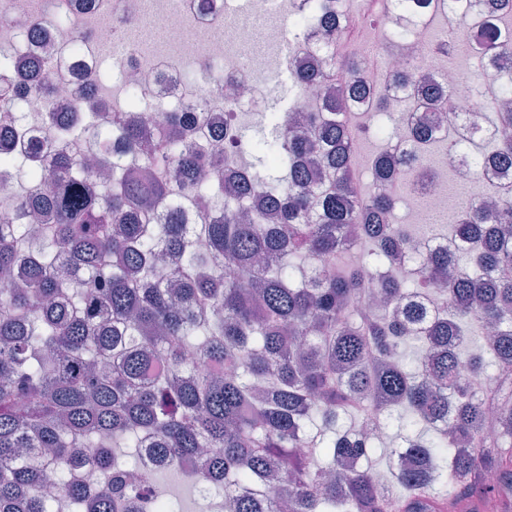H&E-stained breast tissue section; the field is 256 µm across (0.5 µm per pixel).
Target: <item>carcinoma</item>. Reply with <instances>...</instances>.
Instances as JSON below:
<instances>
[{
	"label": "carcinoma",
	"instance_id": "obj_1",
	"mask_svg": "<svg viewBox=\"0 0 512 512\" xmlns=\"http://www.w3.org/2000/svg\"><path fill=\"white\" fill-rule=\"evenodd\" d=\"M481 2L474 47L512 65V0ZM461 34L435 49L454 57ZM323 56L326 81L336 49ZM412 66L389 78L401 111L446 112L451 95L416 87ZM347 71L342 98L273 116L248 151L186 138L179 112L148 125L91 105L47 111L54 139L5 153L34 191L0 221V512H52L48 484L72 512H173L163 474L189 467L222 512H512V185L454 180L450 237L465 246L418 268L405 249L431 225L390 223L396 170L431 178L434 149L512 164V75L482 125L456 113L453 139L410 127L416 148L392 155L389 126L371 125L366 191L347 178L343 114L385 91L358 62ZM20 90L52 100L45 63ZM77 141L110 160L107 180L67 151ZM363 264L384 269L381 288ZM146 447L149 496L135 480Z\"/></svg>",
	"mask_w": 512,
	"mask_h": 512
}]
</instances>
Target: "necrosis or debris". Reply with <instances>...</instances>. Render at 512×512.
Instances as JSON below:
<instances>
[{
    "label": "necrosis or debris",
    "mask_w": 512,
    "mask_h": 512,
    "mask_svg": "<svg viewBox=\"0 0 512 512\" xmlns=\"http://www.w3.org/2000/svg\"><path fill=\"white\" fill-rule=\"evenodd\" d=\"M331 7L342 55L365 61L372 84H386L405 53L416 60L417 79L451 89L452 111L486 112V99L475 95L462 73L429 52L421 19L395 12L381 30L356 27L347 0H280L273 11L267 0H254L247 14L231 8L229 0H211L205 14L194 11L192 0H71L65 23L57 10L35 9L33 0H0V51L9 58L8 65H0V76L19 77L14 61L34 54L50 62L56 77L52 103L26 99L20 106L37 118L49 105L82 103L102 53L109 50L114 69L125 73L113 87L121 111L140 113L149 122L172 110L213 118L223 116L228 106L249 113L265 85L280 75L272 64L269 31H276L286 49L289 73L309 72L319 59L308 46L323 37L320 19ZM39 20L54 30L53 47L23 41V33ZM149 24L166 35L171 50L151 45L145 32Z\"/></svg>",
    "instance_id": "obj_1"
}]
</instances>
